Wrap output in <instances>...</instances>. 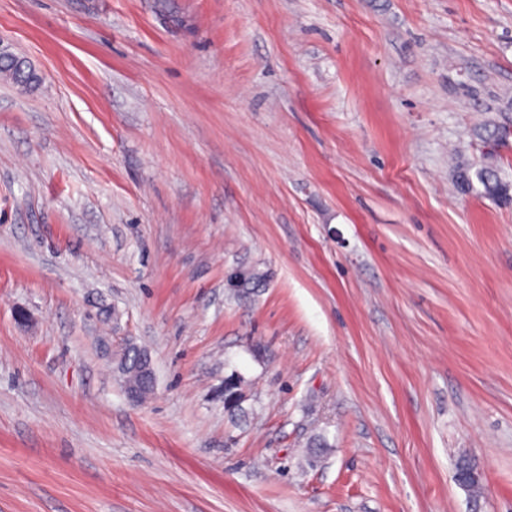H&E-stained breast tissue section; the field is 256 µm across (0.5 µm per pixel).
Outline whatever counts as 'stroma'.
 <instances>
[{
  "label": "stroma",
  "instance_id": "1",
  "mask_svg": "<svg viewBox=\"0 0 512 512\" xmlns=\"http://www.w3.org/2000/svg\"><path fill=\"white\" fill-rule=\"evenodd\" d=\"M0 44V512H512V204L451 181L490 121L512 183V0H0ZM15 53L12 51L10 53L1 52L0 55V77L6 80H10L13 83L17 84L19 74L22 72V75L25 77L28 86H32L36 84V81L32 77L31 67L23 66V71L20 69V63L15 57ZM31 71V72H30ZM241 380L233 375L224 380V412L231 418L245 417V411L239 400L241 396Z\"/></svg>",
  "mask_w": 512,
  "mask_h": 512
}]
</instances>
